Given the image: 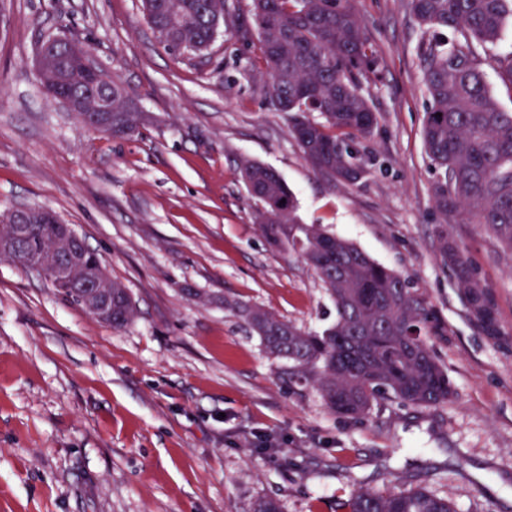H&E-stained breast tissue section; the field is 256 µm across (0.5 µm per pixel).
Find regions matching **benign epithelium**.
I'll return each instance as SVG.
<instances>
[{
	"label": "benign epithelium",
	"instance_id": "obj_1",
	"mask_svg": "<svg viewBox=\"0 0 512 512\" xmlns=\"http://www.w3.org/2000/svg\"><path fill=\"white\" fill-rule=\"evenodd\" d=\"M68 49L78 61L75 71L95 77L96 91L81 98L68 94H57L53 87L60 71V52ZM38 71L43 90L63 103L69 111L82 115L88 127L97 131L112 132V80L109 73L101 68L89 53L80 54L68 40L53 37L46 40L38 58ZM0 222L11 224L14 231L0 236V255L12 256L19 265L41 275L51 283L68 280L75 274L79 260L80 238L70 231V225L61 224L57 217L44 209L14 206L0 214ZM35 222L57 225L56 247L49 262L31 258L25 248L24 239L29 226ZM105 271L82 282L87 289L89 311L100 321H112V289L102 287Z\"/></svg>",
	"mask_w": 512,
	"mask_h": 512
}]
</instances>
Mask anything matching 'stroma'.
Segmentation results:
<instances>
[{
	"label": "stroma",
	"instance_id": "stroma-1",
	"mask_svg": "<svg viewBox=\"0 0 512 512\" xmlns=\"http://www.w3.org/2000/svg\"><path fill=\"white\" fill-rule=\"evenodd\" d=\"M251 0H226L207 52L171 54L141 0H0V211L44 207L98 252L134 320L98 322L44 278L0 261V512H337L357 491L418 488L455 512H512V250L484 225L441 218L425 152L421 30L408 0H355L378 65L362 92L378 116L344 186L304 159L270 103ZM51 36L79 40L148 120L115 138L41 88ZM473 51L500 107L512 23ZM274 169L304 224L406 278L431 313L427 344L447 402L396 398L350 418L267 353L227 300L303 330L336 319L301 259L272 250L239 177ZM489 289V338L444 265L442 236Z\"/></svg>",
	"mask_w": 512,
	"mask_h": 512
}]
</instances>
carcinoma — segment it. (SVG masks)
Wrapping results in <instances>:
<instances>
[{
  "label": "carcinoma",
  "instance_id": "cac0c4a2",
  "mask_svg": "<svg viewBox=\"0 0 512 512\" xmlns=\"http://www.w3.org/2000/svg\"><path fill=\"white\" fill-rule=\"evenodd\" d=\"M425 41L424 88L428 110L425 151L439 179L434 189L442 222L458 212L488 227L512 249V112L492 95L471 44L495 43L512 22V0H408ZM151 28L169 52L202 53L215 41L213 4L225 0H142ZM253 17H271L259 50L267 67L271 104L288 115L306 161L347 185L364 174L353 144L372 136L377 117L362 93L361 80L375 70V50L364 34L353 0H251ZM461 31L465 42L437 38ZM112 136L139 131V111L116 82ZM241 178L257 202L255 221L269 246L296 254L309 265L336 306V322L320 333L306 332L270 313L236 301V311L271 355L288 360L300 384L312 386L333 412L360 416L373 403L394 397L434 406L451 394L448 376L424 340L429 310L400 274L376 263L354 244L303 224L297 201L272 169L246 161ZM48 225L38 227L29 248L53 247ZM441 253L467 303L485 290L460 247L448 238ZM112 287V328L135 316V305L118 281ZM345 512H454L446 498L423 489L381 496L362 491L342 503Z\"/></svg>",
  "mask_w": 512,
  "mask_h": 512
}]
</instances>
